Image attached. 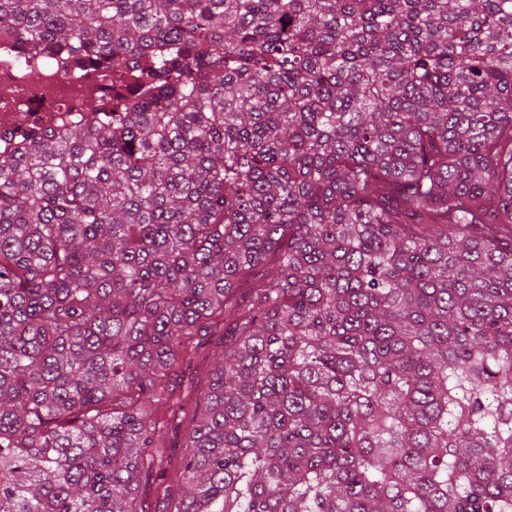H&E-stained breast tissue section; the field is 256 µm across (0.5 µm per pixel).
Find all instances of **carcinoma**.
<instances>
[{"label": "carcinoma", "mask_w": 512, "mask_h": 512, "mask_svg": "<svg viewBox=\"0 0 512 512\" xmlns=\"http://www.w3.org/2000/svg\"><path fill=\"white\" fill-rule=\"evenodd\" d=\"M133 88L0 153V512H512V0H0ZM249 284L246 297L237 283ZM221 338V336H194V343H199L198 352L192 366L189 369L184 366L183 373L180 371L181 383L177 386L173 399L185 396L191 381L196 384L206 380L212 368L214 354L219 353L223 348ZM176 407L170 409L166 406L159 412H155V420L165 424L164 428V442L163 448H160V452L167 458L171 463L176 462L182 456L185 448H182L184 442V435L187 428V420L183 414L181 417L174 416L173 411ZM170 484L168 478L163 479L158 469L142 470L137 490V503L140 511L145 512H169L170 500L165 492V487Z\"/></svg>", "instance_id": "obj_1"}]
</instances>
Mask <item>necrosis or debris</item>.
<instances>
[{
  "instance_id": "obj_1",
  "label": "necrosis or debris",
  "mask_w": 512,
  "mask_h": 512,
  "mask_svg": "<svg viewBox=\"0 0 512 512\" xmlns=\"http://www.w3.org/2000/svg\"><path fill=\"white\" fill-rule=\"evenodd\" d=\"M0 151L16 146L18 135L31 128L42 131L74 125L90 106L111 102L120 92L112 74L103 70H75L59 54L0 41Z\"/></svg>"
}]
</instances>
